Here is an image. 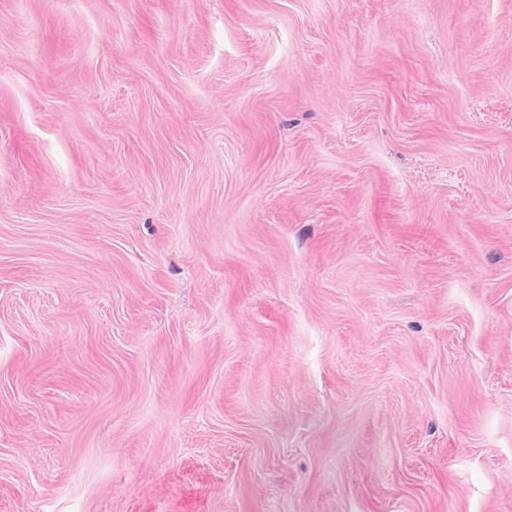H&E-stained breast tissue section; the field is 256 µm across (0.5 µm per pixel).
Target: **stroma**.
Returning a JSON list of instances; mask_svg holds the SVG:
<instances>
[{
  "mask_svg": "<svg viewBox=\"0 0 512 512\" xmlns=\"http://www.w3.org/2000/svg\"><path fill=\"white\" fill-rule=\"evenodd\" d=\"M0 512H512V0H0Z\"/></svg>",
  "mask_w": 512,
  "mask_h": 512,
  "instance_id": "obj_1",
  "label": "stroma"
}]
</instances>
